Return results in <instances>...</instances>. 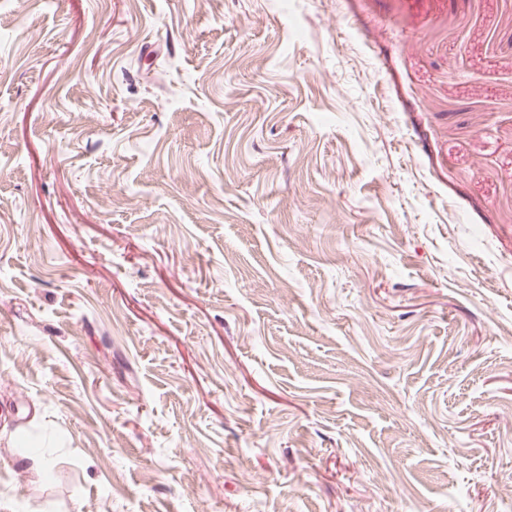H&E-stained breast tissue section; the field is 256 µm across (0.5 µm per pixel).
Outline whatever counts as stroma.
Segmentation results:
<instances>
[{
	"label": "stroma",
	"instance_id": "obj_1",
	"mask_svg": "<svg viewBox=\"0 0 512 512\" xmlns=\"http://www.w3.org/2000/svg\"><path fill=\"white\" fill-rule=\"evenodd\" d=\"M511 505L512 0H0V512Z\"/></svg>",
	"mask_w": 512,
	"mask_h": 512
}]
</instances>
